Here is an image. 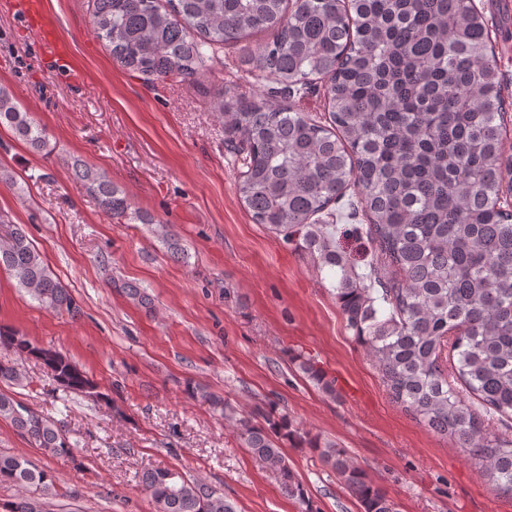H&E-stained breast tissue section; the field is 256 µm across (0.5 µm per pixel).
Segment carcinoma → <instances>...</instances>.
<instances>
[{"mask_svg": "<svg viewBox=\"0 0 512 512\" xmlns=\"http://www.w3.org/2000/svg\"><path fill=\"white\" fill-rule=\"evenodd\" d=\"M95 36L114 61L152 82L196 81L226 44L255 33L272 40L246 62L272 76L286 96L323 82L329 122L289 106L242 101L215 111L237 139L241 202L257 224L296 239L327 270L347 325L378 366L391 398L478 461L512 494V437L487 433V415L512 419V157L504 155L505 96L488 23L474 0H92ZM32 151L53 152L50 135L0 87V124ZM72 175L114 224L151 216L131 209L123 189L75 159ZM354 189L375 259L358 272L336 246V225L317 216ZM162 242L185 259L176 233ZM0 266L46 309L80 313L70 290L45 265L19 224L0 225ZM109 285L151 310L146 289ZM0 347L43 362L58 387L106 400L65 357L0 327ZM451 360H444V351ZM323 393L335 380L310 357L293 358ZM465 391H460L457 384ZM235 423L242 446L304 500L284 444L318 453L363 512H399L397 503L336 442L294 427L275 404L238 417L224 397L189 387ZM0 420L56 458L72 444L50 417L0 392ZM0 483L23 489L3 512H46L53 475L21 455L0 454ZM140 485L157 512H238L234 502L166 467Z\"/></svg>", "mask_w": 512, "mask_h": 512, "instance_id": "carcinoma-1", "label": "carcinoma"}]
</instances>
